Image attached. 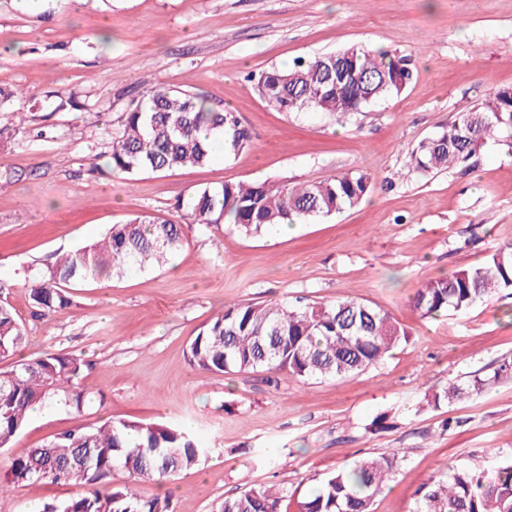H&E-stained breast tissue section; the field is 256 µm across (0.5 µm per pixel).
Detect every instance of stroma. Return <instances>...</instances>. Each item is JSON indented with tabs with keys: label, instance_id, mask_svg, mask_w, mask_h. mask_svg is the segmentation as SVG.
Segmentation results:
<instances>
[{
	"label": "stroma",
	"instance_id": "obj_1",
	"mask_svg": "<svg viewBox=\"0 0 512 512\" xmlns=\"http://www.w3.org/2000/svg\"><path fill=\"white\" fill-rule=\"evenodd\" d=\"M351 45L409 56L399 95L344 121L271 107L249 73ZM0 86L27 92L26 133L0 112V300L29 336L16 359L71 352L85 366L81 410H38L11 459L57 434L127 420L182 425L210 449L198 466L146 494L174 512H219L259 484L307 495L318 475L397 452L403 462L373 512H414L415 492L449 467L512 459V380L438 408L425 396L512 358V289L462 313L421 317L418 288L483 263L512 243V147L488 140L468 165L424 175L421 140L493 90L512 88V0H0ZM156 86L237 112L250 146L205 166L134 176L104 155L130 99ZM83 108L59 111L58 97ZM361 170L375 179L359 205L246 237L228 224H188L166 266L90 281L37 316L27 284L61 254L141 215L178 218V201L224 183L320 181ZM310 305L352 298L387 312L410 337L344 379L213 374L188 346L236 303ZM383 426H376V418ZM78 484L10 486L0 512H29L83 493Z\"/></svg>",
	"mask_w": 512,
	"mask_h": 512
}]
</instances>
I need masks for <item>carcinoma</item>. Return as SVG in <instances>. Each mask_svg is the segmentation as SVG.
I'll return each instance as SVG.
<instances>
[{
	"label": "carcinoma",
	"mask_w": 512,
	"mask_h": 512,
	"mask_svg": "<svg viewBox=\"0 0 512 512\" xmlns=\"http://www.w3.org/2000/svg\"><path fill=\"white\" fill-rule=\"evenodd\" d=\"M341 69H336V64ZM411 59L366 46L296 61L288 69H267L254 77L262 97L280 112L314 110L343 119L369 104L400 94L413 79ZM223 138L224 152L250 146L251 134L236 113L216 109L184 90L154 88L132 101L108 143L113 173H165L211 163L212 143L202 133ZM496 135L512 138V90L485 95L477 108L460 112L410 153L422 173L442 171L469 160ZM373 189L363 171L295 184L225 183L204 188L179 204L191 224H232L246 236L271 224L326 218L360 203ZM183 226L161 216H141L112 226L102 240L65 253L33 278L29 297L38 311L67 303L66 290L102 277L161 265L178 251ZM512 289V245L498 248L478 267L427 282L413 297L422 317L464 312L492 293ZM406 328L385 311L354 299L329 305L290 306L282 302L244 303L204 325L188 347L190 364L204 372L273 373L295 378H345L383 361L408 341ZM28 336L13 308L0 302V358L14 356ZM84 360L72 353H44L0 371V448H7L28 423L36 404L77 410ZM512 378V360L463 383L452 381L427 396L438 407L450 399L480 394ZM209 449L183 427L163 423L106 421L61 433L40 448L13 459L14 485L79 483L87 492L44 506L43 512H171L169 497L146 495L139 483H160L199 465ZM402 457L397 453L359 459L322 476L294 512H371ZM131 478L112 486L114 472ZM414 512H512V460L490 470L467 466L443 477L431 476L417 491ZM288 493L254 486L224 498L220 512H283Z\"/></svg>",
	"instance_id": "cac0c4a2"
}]
</instances>
